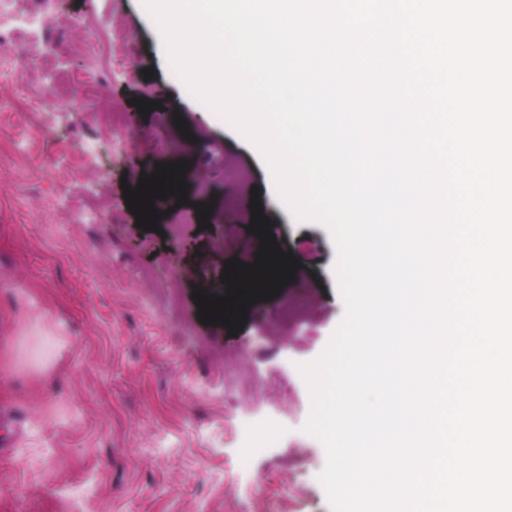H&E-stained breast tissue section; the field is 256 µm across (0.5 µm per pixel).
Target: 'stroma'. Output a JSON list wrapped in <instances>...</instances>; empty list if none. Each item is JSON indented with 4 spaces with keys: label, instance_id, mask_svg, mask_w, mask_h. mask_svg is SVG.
<instances>
[{
    "label": "stroma",
    "instance_id": "stroma-1",
    "mask_svg": "<svg viewBox=\"0 0 512 512\" xmlns=\"http://www.w3.org/2000/svg\"><path fill=\"white\" fill-rule=\"evenodd\" d=\"M20 8L42 23L17 33L29 55L13 61L6 102L19 111L0 123V512H332L319 481L327 454L304 430L311 397L297 369L322 353L345 314L330 232L293 220L252 144L175 74L141 0ZM79 19L121 30L136 68L103 61L90 99L65 85L87 67ZM32 83L65 87V98L30 99ZM136 98L158 107L140 115ZM113 109L127 114L129 150L95 121ZM181 121L195 180L238 206L212 211L202 230L196 195L181 207L158 199L164 216L146 231L121 184L167 163ZM63 142L81 165L60 154ZM231 165L247 180H225ZM254 198L301 266L278 298L249 307L232 336L200 321L192 292L226 295V261L254 260ZM282 297L307 299L305 314L276 324ZM243 377L260 389L240 386ZM245 413L268 446L244 463Z\"/></svg>",
    "mask_w": 512,
    "mask_h": 512
}]
</instances>
